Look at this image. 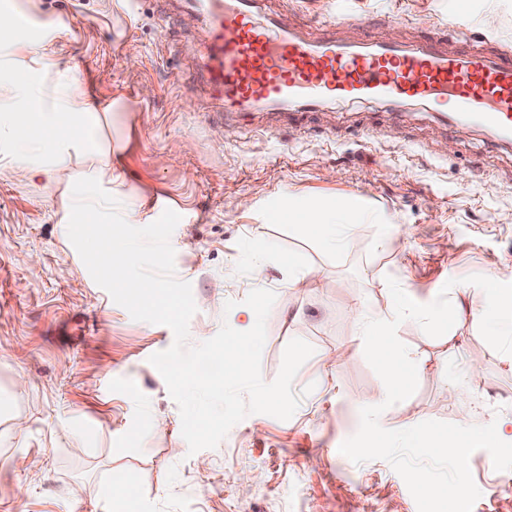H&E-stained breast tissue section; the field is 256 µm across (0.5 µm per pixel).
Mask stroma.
<instances>
[{"label": "stroma", "instance_id": "35a3bbf8", "mask_svg": "<svg viewBox=\"0 0 512 512\" xmlns=\"http://www.w3.org/2000/svg\"><path fill=\"white\" fill-rule=\"evenodd\" d=\"M26 31L0 33V77L39 80L24 60L49 51L61 77L101 110L97 137L125 193L146 203L143 224L181 217L170 242L175 275L197 306L189 342L246 321L255 288L276 294L261 376L273 381L287 343L313 355L294 382L287 420L252 414L213 449L192 453L179 408L152 354L170 328L133 320L98 286L59 222L56 185L0 167V512H418L382 459L353 463L340 444L384 384L364 357L355 307L390 312L395 278L420 304L444 284L482 272L512 283V148L449 126L445 100L390 109L332 100L295 118L249 112L217 123L196 83L202 21L183 0H8ZM313 37L412 44L466 13V36L512 51V0H274ZM348 201L350 243L333 249L313 229L270 216L283 199ZM320 270L312 283L295 272ZM483 295L445 335L411 320L397 335L420 358L418 388L386 409L383 427L427 420L495 424L512 443V368L475 331ZM480 364L468 375L467 362ZM465 396H458V389ZM164 417L154 428L152 416ZM478 450L472 512H512V482ZM126 489L107 502L109 481Z\"/></svg>", "mask_w": 512, "mask_h": 512}]
</instances>
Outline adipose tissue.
Segmentation results:
<instances>
[{
  "instance_id": "1",
  "label": "adipose tissue",
  "mask_w": 512,
  "mask_h": 512,
  "mask_svg": "<svg viewBox=\"0 0 512 512\" xmlns=\"http://www.w3.org/2000/svg\"><path fill=\"white\" fill-rule=\"evenodd\" d=\"M2 102L8 110L0 114V143L5 142L8 130L21 123L42 136L41 141L28 145L18 154L16 162L27 179L63 182L62 223L81 225L92 233L101 224L124 226L135 222L138 213L135 200H127L118 208L113 205L111 165L93 169L79 185L62 179L72 161L73 150L92 148L100 126L96 108L85 101L78 85L68 84L59 91L45 80L36 85L1 82ZM354 215L355 208L348 203H308L299 207L286 201L276 217L288 221L309 218L311 227L322 230L332 243L337 228L353 226ZM85 260L89 266L111 275L113 287L127 292L134 301H142L153 292L152 282L138 278L134 271L133 246L125 234H115L100 246L88 249Z\"/></svg>"
}]
</instances>
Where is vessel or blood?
Returning <instances> with one entry per match:
<instances>
[{
  "instance_id": "1",
  "label": "vessel or blood",
  "mask_w": 512,
  "mask_h": 512,
  "mask_svg": "<svg viewBox=\"0 0 512 512\" xmlns=\"http://www.w3.org/2000/svg\"><path fill=\"white\" fill-rule=\"evenodd\" d=\"M190 2L207 25L199 79L225 119L260 108L296 112L330 97L399 107L445 96L452 125L512 143L511 52H450L438 39H316L283 24L261 0Z\"/></svg>"
}]
</instances>
